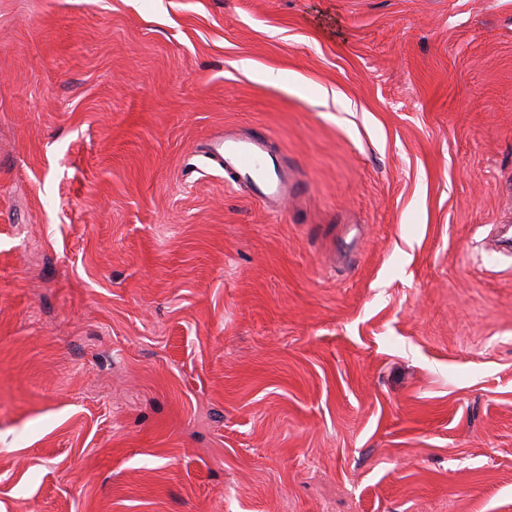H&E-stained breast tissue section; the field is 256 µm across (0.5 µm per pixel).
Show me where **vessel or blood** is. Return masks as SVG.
<instances>
[{
  "label": "vessel or blood",
  "mask_w": 512,
  "mask_h": 512,
  "mask_svg": "<svg viewBox=\"0 0 512 512\" xmlns=\"http://www.w3.org/2000/svg\"><path fill=\"white\" fill-rule=\"evenodd\" d=\"M204 155L223 169L229 186L248 188L252 198L268 207H281L301 191L286 157L271 148L265 133H225L206 143Z\"/></svg>",
  "instance_id": "1"
}]
</instances>
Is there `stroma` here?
<instances>
[{
	"instance_id": "35a3bbf8",
	"label": "stroma",
	"mask_w": 512,
	"mask_h": 512,
	"mask_svg": "<svg viewBox=\"0 0 512 512\" xmlns=\"http://www.w3.org/2000/svg\"><path fill=\"white\" fill-rule=\"evenodd\" d=\"M504 224L512 0H0V512H512ZM203 153L211 164L224 170L229 186L248 188L252 198L268 207L280 208L301 191L287 158L270 147L263 132H227L209 140Z\"/></svg>"
}]
</instances>
